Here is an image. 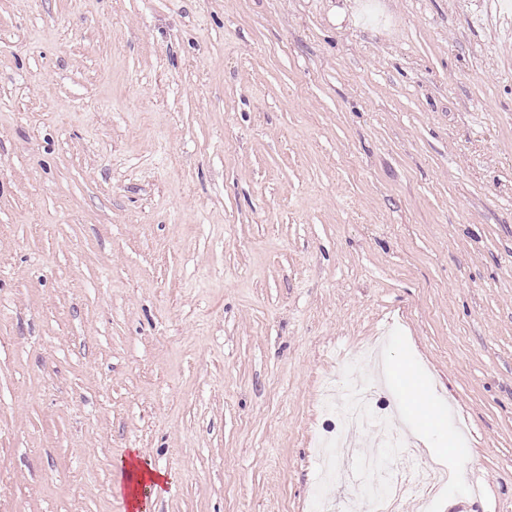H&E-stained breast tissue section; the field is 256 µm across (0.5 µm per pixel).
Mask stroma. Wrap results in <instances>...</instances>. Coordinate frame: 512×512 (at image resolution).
<instances>
[{
	"instance_id": "obj_1",
	"label": "stroma",
	"mask_w": 512,
	"mask_h": 512,
	"mask_svg": "<svg viewBox=\"0 0 512 512\" xmlns=\"http://www.w3.org/2000/svg\"><path fill=\"white\" fill-rule=\"evenodd\" d=\"M375 342L512 512V0H0V512H315ZM122 480L116 483L113 491L119 496H125L129 510L144 511L142 493L144 489L152 488L154 492L163 485V475L158 474L150 465L145 464L139 457L130 454V460L125 459Z\"/></svg>"
}]
</instances>
